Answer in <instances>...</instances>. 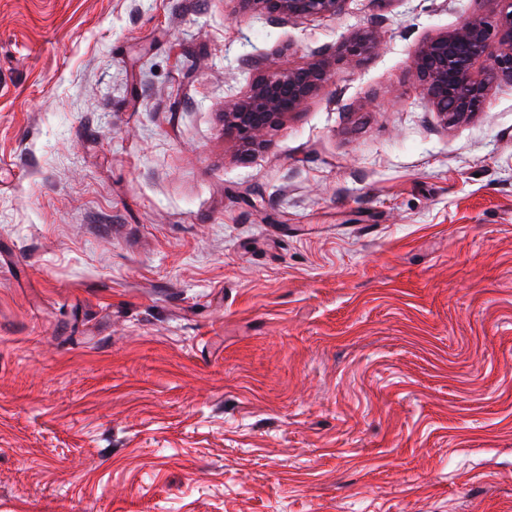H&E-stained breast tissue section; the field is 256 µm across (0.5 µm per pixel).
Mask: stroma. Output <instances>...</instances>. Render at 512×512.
<instances>
[{
  "label": "stroma",
  "mask_w": 512,
  "mask_h": 512,
  "mask_svg": "<svg viewBox=\"0 0 512 512\" xmlns=\"http://www.w3.org/2000/svg\"><path fill=\"white\" fill-rule=\"evenodd\" d=\"M495 7L0 0V512H512V85L411 68ZM247 55L334 77L244 159ZM245 12L288 19L307 16H338L347 0H237ZM379 41L373 33H361L345 44L343 57L347 59H359L373 53L378 47Z\"/></svg>",
  "instance_id": "1"
}]
</instances>
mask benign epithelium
<instances>
[{
	"instance_id": "benign-epithelium-1",
	"label": "benign epithelium",
	"mask_w": 512,
	"mask_h": 512,
	"mask_svg": "<svg viewBox=\"0 0 512 512\" xmlns=\"http://www.w3.org/2000/svg\"><path fill=\"white\" fill-rule=\"evenodd\" d=\"M251 14L288 19L338 16L347 0H238ZM489 14L465 19L459 26L423 40L415 47L413 73L443 124L461 121L480 111L489 85L512 84V0H495ZM379 41L372 33L345 44L343 57L359 59L373 53ZM256 71L247 89L224 102V133L252 151L289 113L300 109L332 76L325 60L278 69L260 55L248 59Z\"/></svg>"
}]
</instances>
